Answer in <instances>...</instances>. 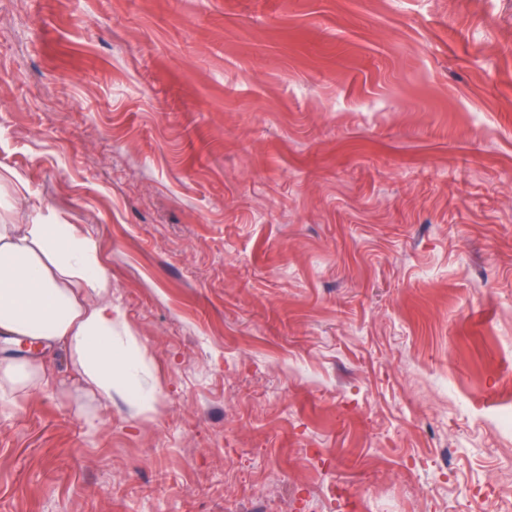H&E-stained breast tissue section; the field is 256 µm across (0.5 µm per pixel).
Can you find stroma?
<instances>
[{
  "mask_svg": "<svg viewBox=\"0 0 512 512\" xmlns=\"http://www.w3.org/2000/svg\"><path fill=\"white\" fill-rule=\"evenodd\" d=\"M39 215L157 410L45 351L0 512H512V0H0Z\"/></svg>",
  "mask_w": 512,
  "mask_h": 512,
  "instance_id": "1",
  "label": "stroma"
}]
</instances>
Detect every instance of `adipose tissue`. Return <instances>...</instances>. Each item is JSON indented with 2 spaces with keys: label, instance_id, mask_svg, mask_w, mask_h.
I'll return each mask as SVG.
<instances>
[{
  "label": "adipose tissue",
  "instance_id": "adipose-tissue-1",
  "mask_svg": "<svg viewBox=\"0 0 512 512\" xmlns=\"http://www.w3.org/2000/svg\"><path fill=\"white\" fill-rule=\"evenodd\" d=\"M112 279L95 241L75 224H0V340L54 344L76 356L91 392L119 390L154 409L137 347L113 334ZM43 364L0 359V398L48 384Z\"/></svg>",
  "mask_w": 512,
  "mask_h": 512
}]
</instances>
